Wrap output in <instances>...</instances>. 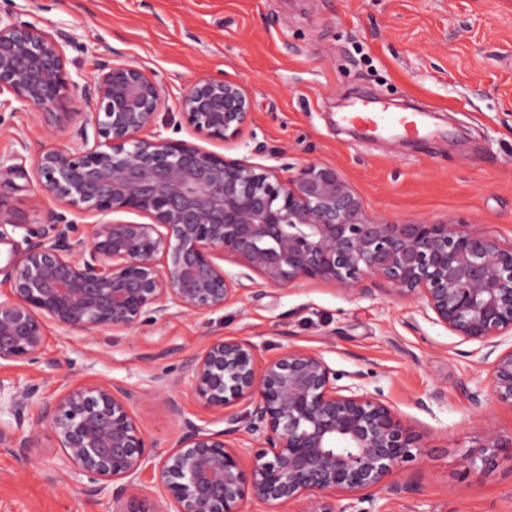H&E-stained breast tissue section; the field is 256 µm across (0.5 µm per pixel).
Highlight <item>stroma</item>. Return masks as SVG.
<instances>
[{"label": "stroma", "mask_w": 512, "mask_h": 512, "mask_svg": "<svg viewBox=\"0 0 512 512\" xmlns=\"http://www.w3.org/2000/svg\"><path fill=\"white\" fill-rule=\"evenodd\" d=\"M21 20L69 38L72 76L90 77L99 53L135 62L163 87L161 114L179 111L195 80L241 83L252 121L233 140L190 129L177 137L231 159L276 167L282 176L310 162L332 166L365 212L395 224L462 221L512 244V0H13ZM371 97L424 108L416 147L355 139L338 112ZM74 128L48 134L19 103L0 107V199L32 222L58 204L37 188L35 157L73 148ZM215 336L254 342L261 355L288 344L321 351L339 372L363 373L419 447L390 476L397 493L375 495L377 512H512V459L467 469L489 432L512 435V407L490 392L492 362L477 343L435 323L423 302L388 288L373 295L299 281L254 278L223 310L171 317L135 335L52 331L40 364H0V395L31 388L27 422L44 402L92 377L142 392L141 426L164 453L181 417L213 414L195 396L186 358ZM182 410L155 401L157 384ZM61 451L40 434L23 454L0 448V512H112L58 471Z\"/></svg>", "instance_id": "35a3bbf8"}]
</instances>
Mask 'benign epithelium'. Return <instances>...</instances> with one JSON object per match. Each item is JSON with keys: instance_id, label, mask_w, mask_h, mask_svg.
Masks as SVG:
<instances>
[{"instance_id": "7a95c632", "label": "benign epithelium", "mask_w": 512, "mask_h": 512, "mask_svg": "<svg viewBox=\"0 0 512 512\" xmlns=\"http://www.w3.org/2000/svg\"><path fill=\"white\" fill-rule=\"evenodd\" d=\"M67 35L0 10V96L36 111L49 132L78 126L82 146L52 149L35 162L37 186L62 204L35 231L0 201V240L9 226L26 248L0 267V363L40 360L53 325L63 333L132 334L173 314L206 315L230 303L249 272L272 286L306 279L345 290L369 282L419 296L434 321L494 354L512 335V245L503 247L454 222L390 224L368 217L336 169L308 163L287 178L276 168L228 159L163 135L162 87L136 65L96 60L83 87L97 102L92 121L69 109L78 82L67 69ZM182 125L214 140L238 137L251 120L239 82L208 77L182 97ZM98 216L79 228L67 214ZM147 223L114 222V213ZM237 259L244 272L224 269ZM199 401L224 423L213 430L183 416L160 386L154 396L181 418L160 459L138 423L132 388L91 378L44 403L24 426L27 389L10 396L16 429L0 427V447L17 449L47 431L61 450L58 469L87 479L84 492L112 489L114 512H151L130 495L140 475L158 469L174 512H371L373 492L411 455L407 431L363 374L339 373L321 352L290 344L262 358L252 341L217 336L186 361ZM348 383H341L342 379ZM491 391L512 406V348L493 361ZM243 405L239 414L230 410ZM236 440L235 444L228 439ZM260 450H251V444ZM512 457V437L486 435L467 457L485 469ZM251 457L249 468L242 459Z\"/></svg>"}]
</instances>
